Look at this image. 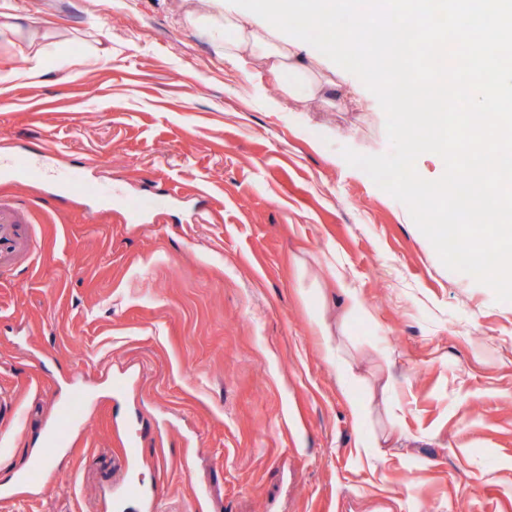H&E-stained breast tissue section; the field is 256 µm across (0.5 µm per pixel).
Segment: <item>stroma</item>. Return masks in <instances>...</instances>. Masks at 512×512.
<instances>
[{"mask_svg":"<svg viewBox=\"0 0 512 512\" xmlns=\"http://www.w3.org/2000/svg\"><path fill=\"white\" fill-rule=\"evenodd\" d=\"M6 3L24 24L0 31V158L49 149L180 202L132 224L0 171V204L29 212L0 264V487L61 409L90 420L0 512H117L130 434L159 497L118 512H512V302L345 161L391 150L360 80L304 45L327 108L226 60L224 14L260 22L252 0Z\"/></svg>","mask_w":512,"mask_h":512,"instance_id":"1","label":"stroma"}]
</instances>
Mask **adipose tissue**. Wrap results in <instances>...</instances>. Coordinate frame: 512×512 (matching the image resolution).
Masks as SVG:
<instances>
[{
	"label": "adipose tissue",
	"instance_id": "obj_1",
	"mask_svg": "<svg viewBox=\"0 0 512 512\" xmlns=\"http://www.w3.org/2000/svg\"><path fill=\"white\" fill-rule=\"evenodd\" d=\"M292 8L291 0H262L260 9L263 22L260 28L250 30L246 25H238V36L225 43L224 55L228 58L244 54L260 56L265 60L273 77L277 78L282 72H289L290 79L282 87L286 97L300 101H326L327 81L299 60L301 39H286L280 35L281 30L288 26Z\"/></svg>",
	"mask_w": 512,
	"mask_h": 512
}]
</instances>
